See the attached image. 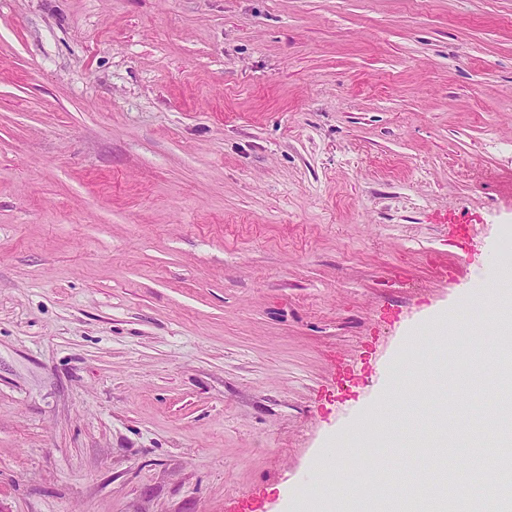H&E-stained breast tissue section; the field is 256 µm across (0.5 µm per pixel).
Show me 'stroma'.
I'll use <instances>...</instances> for the list:
<instances>
[{
  "instance_id": "35a3bbf8",
  "label": "stroma",
  "mask_w": 512,
  "mask_h": 512,
  "mask_svg": "<svg viewBox=\"0 0 512 512\" xmlns=\"http://www.w3.org/2000/svg\"><path fill=\"white\" fill-rule=\"evenodd\" d=\"M510 257L512 0H0V512H391L310 475ZM492 350L386 476L491 449Z\"/></svg>"
}]
</instances>
